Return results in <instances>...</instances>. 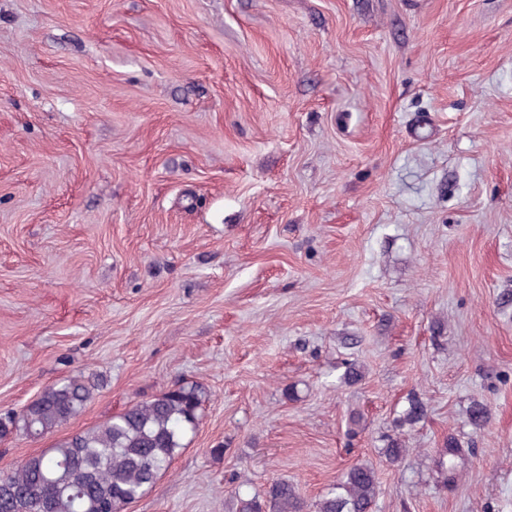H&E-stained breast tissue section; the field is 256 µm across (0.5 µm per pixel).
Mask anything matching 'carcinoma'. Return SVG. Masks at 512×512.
<instances>
[{
    "label": "carcinoma",
    "mask_w": 512,
    "mask_h": 512,
    "mask_svg": "<svg viewBox=\"0 0 512 512\" xmlns=\"http://www.w3.org/2000/svg\"><path fill=\"white\" fill-rule=\"evenodd\" d=\"M101 383L97 376H79L45 387L21 412L0 415V437L19 432L38 439L53 432L83 411ZM206 397L198 385H177L29 457L0 474V512H124L168 469L185 436L197 429ZM423 416L422 404L411 398L395 422L413 425ZM446 455L440 467L452 484L461 459L452 437ZM378 490L375 469L356 464L315 504V512H374ZM306 509L286 480L271 483L261 495L239 499V512Z\"/></svg>",
    "instance_id": "carcinoma-1"
}]
</instances>
